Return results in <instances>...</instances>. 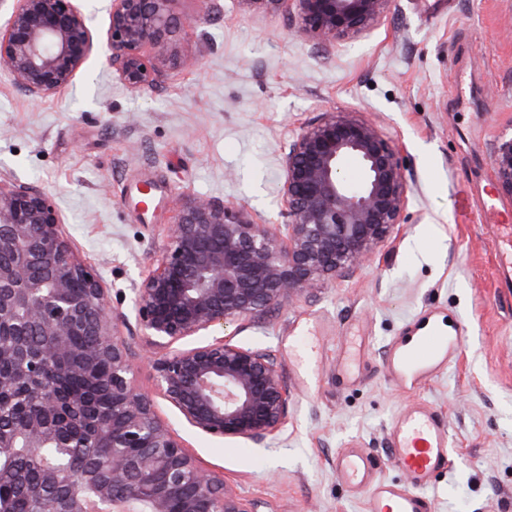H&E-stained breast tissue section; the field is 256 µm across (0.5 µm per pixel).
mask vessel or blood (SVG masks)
I'll list each match as a JSON object with an SVG mask.
<instances>
[{"instance_id": "b4317fda", "label": "vessel or blood", "mask_w": 512, "mask_h": 512, "mask_svg": "<svg viewBox=\"0 0 512 512\" xmlns=\"http://www.w3.org/2000/svg\"><path fill=\"white\" fill-rule=\"evenodd\" d=\"M462 343L461 334L450 332L441 321L425 320L418 335L392 341L386 370L395 386H412L418 377L444 371ZM388 433L392 458L404 469L406 482L375 484L372 512H424L422 490L450 464L448 430L432 408L416 404L390 423ZM336 473L346 483L363 484L369 475V460L359 451H348L337 459Z\"/></svg>"}]
</instances>
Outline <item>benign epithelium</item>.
<instances>
[{
  "label": "benign epithelium",
  "mask_w": 512,
  "mask_h": 512,
  "mask_svg": "<svg viewBox=\"0 0 512 512\" xmlns=\"http://www.w3.org/2000/svg\"><path fill=\"white\" fill-rule=\"evenodd\" d=\"M0 26V67L34 99L71 83L97 38L75 0H12ZM170 0H111L108 62L138 91L179 64L188 21ZM248 12L282 8L294 34L325 45L364 34L391 0H238ZM157 52L149 56L145 48ZM355 160L362 177L349 180ZM495 189L512 196V136L491 149ZM280 189L286 224L257 222L247 206L186 196L155 268L132 288L133 310L156 347L218 325L253 319L325 279L348 277L401 223L406 179L399 146L350 112H324L289 144ZM41 187L0 178V396L22 394L19 415L0 412V476L20 456L56 449L26 495L46 512H256L225 480L200 468L131 377L133 353L118 334L100 275L61 235ZM77 336L90 340L81 344ZM111 366L103 374L99 368ZM160 395L198 432L257 444L284 422L288 392L276 355L213 337L154 363ZM87 378L112 396L100 407L61 381ZM82 453L66 462L77 433Z\"/></svg>",
  "instance_id": "obj_1"
}]
</instances>
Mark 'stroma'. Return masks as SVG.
Instances as JSON below:
<instances>
[{
  "label": "stroma",
  "mask_w": 512,
  "mask_h": 512,
  "mask_svg": "<svg viewBox=\"0 0 512 512\" xmlns=\"http://www.w3.org/2000/svg\"><path fill=\"white\" fill-rule=\"evenodd\" d=\"M168 8L197 23L179 37L180 66L140 91L99 50L41 100L0 70V176L52 196L64 238L128 315L119 334L136 354V385L198 465L257 512H371L370 494L337 477L336 458L361 449L374 478L404 482L388 427L414 403L440 414L454 448L450 472L426 492L430 512H512V266L498 257L512 234L483 215L490 200L512 210L490 165L493 143L512 134V0H391L369 31L332 48L293 36L284 10ZM333 110L402 143V222L349 278L218 328L274 352L288 415L260 445L209 438L159 396L132 289L154 268L183 195L287 223L288 144ZM424 316L459 323V356L414 389L395 388L386 346Z\"/></svg>",
  "instance_id": "obj_1"
}]
</instances>
